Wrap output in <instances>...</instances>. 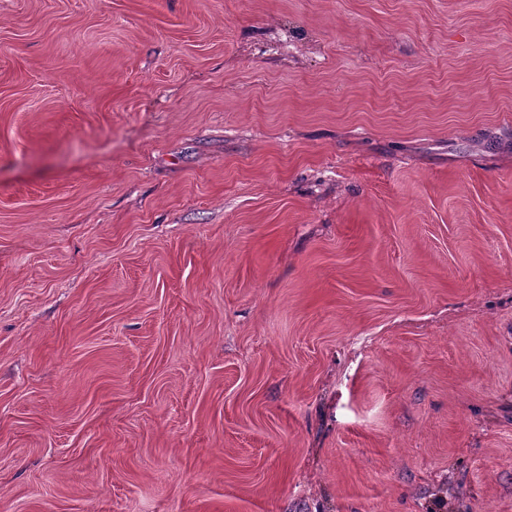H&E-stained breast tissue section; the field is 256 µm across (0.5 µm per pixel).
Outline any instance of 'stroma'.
<instances>
[{
  "label": "stroma",
  "instance_id": "35a3bbf8",
  "mask_svg": "<svg viewBox=\"0 0 512 512\" xmlns=\"http://www.w3.org/2000/svg\"><path fill=\"white\" fill-rule=\"evenodd\" d=\"M0 512H512V0H0Z\"/></svg>",
  "mask_w": 512,
  "mask_h": 512
}]
</instances>
